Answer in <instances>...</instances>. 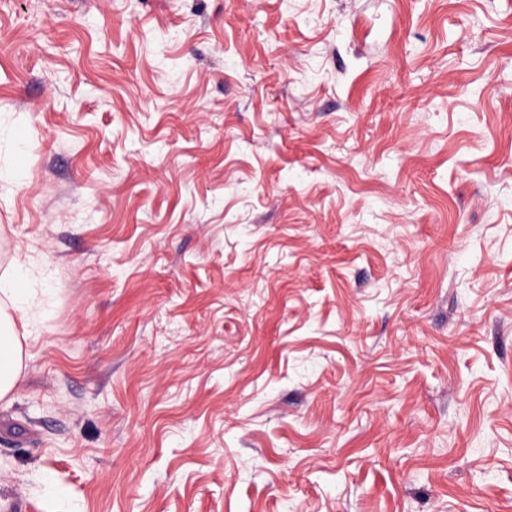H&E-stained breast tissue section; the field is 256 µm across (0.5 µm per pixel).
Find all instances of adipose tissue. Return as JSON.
<instances>
[{"label": "adipose tissue", "instance_id": "ef3b65f1", "mask_svg": "<svg viewBox=\"0 0 512 512\" xmlns=\"http://www.w3.org/2000/svg\"><path fill=\"white\" fill-rule=\"evenodd\" d=\"M33 298L20 281L0 278V400L9 398L25 366L22 339L30 335Z\"/></svg>", "mask_w": 512, "mask_h": 512}]
</instances>
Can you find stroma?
I'll use <instances>...</instances> for the list:
<instances>
[{
    "instance_id": "1",
    "label": "stroma",
    "mask_w": 512,
    "mask_h": 512,
    "mask_svg": "<svg viewBox=\"0 0 512 512\" xmlns=\"http://www.w3.org/2000/svg\"><path fill=\"white\" fill-rule=\"evenodd\" d=\"M0 512H512V0H0ZM0 295V400H4L13 394L25 367L22 340L32 334L28 312L34 302L18 280L0 278Z\"/></svg>"
}]
</instances>
